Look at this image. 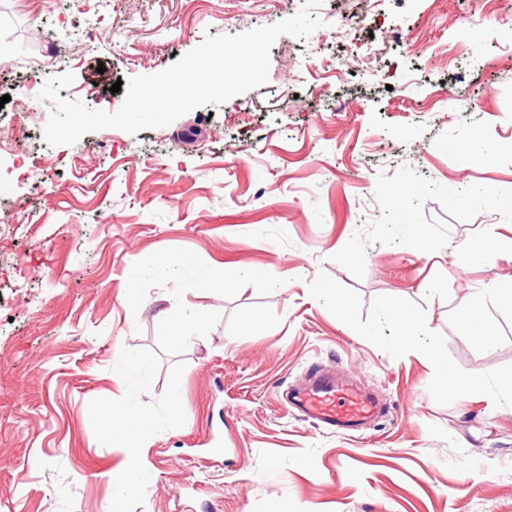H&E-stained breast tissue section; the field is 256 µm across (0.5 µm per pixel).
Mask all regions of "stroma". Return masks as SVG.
<instances>
[{"mask_svg":"<svg viewBox=\"0 0 512 512\" xmlns=\"http://www.w3.org/2000/svg\"><path fill=\"white\" fill-rule=\"evenodd\" d=\"M303 2L0 0V512H108L127 444L150 478L123 512H512V404L487 398L512 375V255H459L512 239V0H323L222 105L43 139L47 78L112 113L117 79ZM391 304L427 324L417 349L393 348ZM443 361L477 392L440 386ZM316 370L387 415L305 419L286 392ZM121 402L155 429L113 437ZM512 252V239L503 242L475 243L462 254L463 260L470 265H482L490 261L492 254ZM462 329L467 337L478 343H488L491 339V333L482 317L475 312L469 314L462 325Z\"/></svg>","mask_w":512,"mask_h":512,"instance_id":"stroma-1","label":"stroma"}]
</instances>
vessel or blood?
Returning a JSON list of instances; mask_svg holds the SVG:
<instances>
[{
    "label": "vessel or blood",
    "mask_w": 512,
    "mask_h": 512,
    "mask_svg": "<svg viewBox=\"0 0 512 512\" xmlns=\"http://www.w3.org/2000/svg\"><path fill=\"white\" fill-rule=\"evenodd\" d=\"M288 401L303 417L340 432L362 431L380 411L372 394L326 375L315 376L310 385L296 389Z\"/></svg>",
    "instance_id": "1"
}]
</instances>
